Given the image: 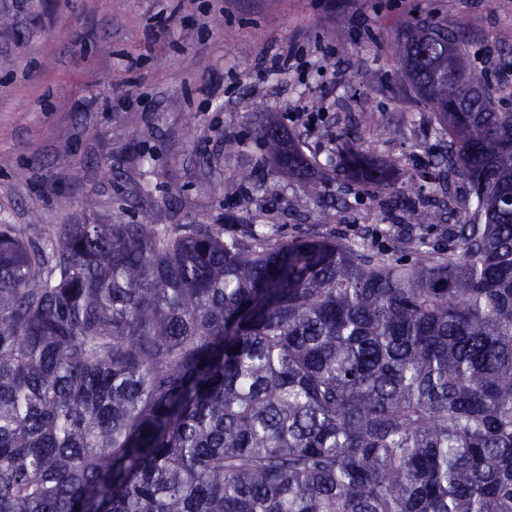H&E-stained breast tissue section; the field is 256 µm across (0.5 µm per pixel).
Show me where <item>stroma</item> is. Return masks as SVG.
Wrapping results in <instances>:
<instances>
[{"instance_id": "1", "label": "stroma", "mask_w": 512, "mask_h": 512, "mask_svg": "<svg viewBox=\"0 0 512 512\" xmlns=\"http://www.w3.org/2000/svg\"><path fill=\"white\" fill-rule=\"evenodd\" d=\"M0 14V222L32 237L146 218L391 247L388 194L344 193L336 162L347 143L400 159L403 192L438 147L395 32L444 20L473 65L512 62V0H0ZM288 53L292 71L269 68ZM270 123L323 196L270 157Z\"/></svg>"}]
</instances>
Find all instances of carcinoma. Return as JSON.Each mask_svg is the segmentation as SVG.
Returning <instances> with one entry per match:
<instances>
[{
    "label": "carcinoma",
    "instance_id": "obj_1",
    "mask_svg": "<svg viewBox=\"0 0 512 512\" xmlns=\"http://www.w3.org/2000/svg\"><path fill=\"white\" fill-rule=\"evenodd\" d=\"M398 40L448 148L410 216L446 253L0 224V512H512V112L460 32ZM340 168L375 194L401 160Z\"/></svg>",
    "mask_w": 512,
    "mask_h": 512
}]
</instances>
